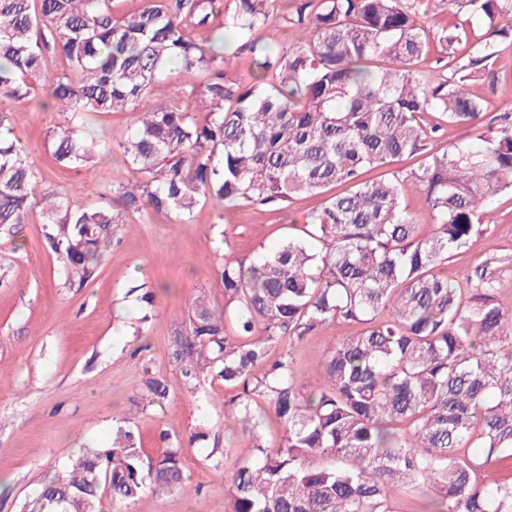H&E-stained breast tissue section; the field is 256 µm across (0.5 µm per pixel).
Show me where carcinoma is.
<instances>
[{"instance_id": "cac0c4a2", "label": "carcinoma", "mask_w": 512, "mask_h": 512, "mask_svg": "<svg viewBox=\"0 0 512 512\" xmlns=\"http://www.w3.org/2000/svg\"><path fill=\"white\" fill-rule=\"evenodd\" d=\"M277 0H143L122 15L112 0H0V96L42 90L66 113L50 134L61 166L91 174L112 154L94 115L136 113L118 143L129 178L120 210L75 205L60 188L37 190L38 172L17 143L0 140V234L13 235L40 208L43 237L66 280L83 286L130 215L192 221L208 202L222 207L327 197L311 238H288L246 263L224 258V311L194 302L171 357L191 389L208 375L233 392L229 422L252 433L254 459L226 469L229 512H393L389 491L422 487L415 512H512V483L480 471L512 460V309L497 300L499 272L484 264L463 289L450 259L493 222L492 200L512 188V115L479 143L434 149L428 110L476 128L486 100L471 86L512 50V0H427L433 14L480 19L486 31L467 57L448 56L430 84L415 69L433 42L469 38L457 22L430 30L403 0H299L297 37L277 47L268 29ZM200 29L208 36L197 39ZM64 62L46 69L47 54ZM250 81L228 76L232 61ZM173 64L188 80L169 102L150 97ZM194 99L196 114L179 102ZM420 156L402 176L366 180L368 169ZM425 193L431 231L401 203V185ZM155 317L156 293L137 285ZM357 324L320 366L321 383H298L293 344L329 325ZM137 404L160 406L166 380L140 382ZM283 430L265 445L254 405ZM187 439L160 434L144 458L140 434L119 426L112 444L85 448L45 480L24 512H102V498L133 504L151 491H181ZM463 448H474L471 455Z\"/></svg>"}]
</instances>
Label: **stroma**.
Instances as JSON below:
<instances>
[{"label":"stroma","mask_w":512,"mask_h":512,"mask_svg":"<svg viewBox=\"0 0 512 512\" xmlns=\"http://www.w3.org/2000/svg\"><path fill=\"white\" fill-rule=\"evenodd\" d=\"M488 109L481 128L495 116L512 113V52L498 57L486 81L472 87ZM44 94L24 101L0 98V112L13 113L15 134L29 148V159L45 187H62L77 205L118 207L117 195L101 198V183L119 184L128 174L120 151L100 164L96 178L59 166L48 145L49 132L62 123L57 107H44ZM322 197L274 203H242L219 208L206 204L188 224L163 216L128 217L103 254L93 278L69 285L55 254L46 247L38 214H31L15 236L0 234V512H23L42 481L83 447L111 444L112 431L129 418L147 454L159 446L161 431L188 435L196 426L210 430L207 444L186 447L185 490L146 495L120 512H227L231 487L217 468L212 450L227 451L230 461L252 459L250 433L226 425L223 380L206 378L197 389L184 385L171 361V341L185 327L196 297L215 310L224 308L217 270L225 257L248 259L273 249L284 238H307ZM497 222L451 258L447 272L466 281L478 264L497 262L501 272L497 299L512 308V194L496 203ZM225 229L220 243L217 229ZM158 314L143 334L131 324L141 305L128 290H155ZM351 326H330L296 343L277 344L272 357L290 354L300 383L319 381L323 359ZM161 374L168 395L163 407L138 409V385Z\"/></svg>","instance_id":"35a3bbf8"}]
</instances>
